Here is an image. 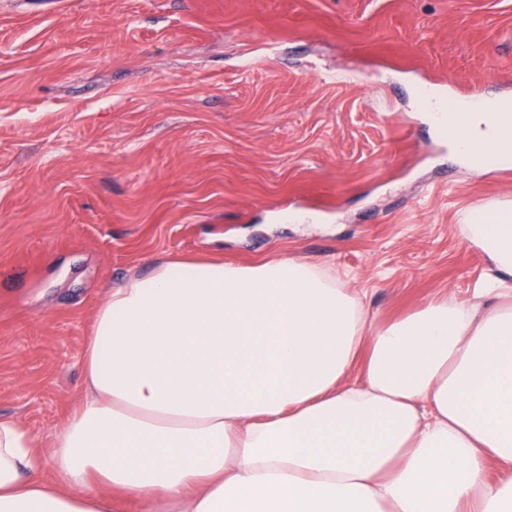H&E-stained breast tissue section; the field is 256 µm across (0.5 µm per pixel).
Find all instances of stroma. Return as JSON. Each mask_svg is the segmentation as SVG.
Here are the masks:
<instances>
[{
	"label": "stroma",
	"mask_w": 512,
	"mask_h": 512,
	"mask_svg": "<svg viewBox=\"0 0 512 512\" xmlns=\"http://www.w3.org/2000/svg\"><path fill=\"white\" fill-rule=\"evenodd\" d=\"M512 94V0H0V418L50 442L108 288L288 254L374 323L489 272L423 86Z\"/></svg>",
	"instance_id": "obj_1"
}]
</instances>
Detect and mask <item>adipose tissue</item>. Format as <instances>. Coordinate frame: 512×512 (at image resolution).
<instances>
[{
  "mask_svg": "<svg viewBox=\"0 0 512 512\" xmlns=\"http://www.w3.org/2000/svg\"><path fill=\"white\" fill-rule=\"evenodd\" d=\"M465 119L512 161V114ZM469 221L494 287L375 328L285 254L109 289L51 453L0 419V512H512V201Z\"/></svg>",
  "mask_w": 512,
  "mask_h": 512,
  "instance_id": "ef3b65f1",
  "label": "adipose tissue"
}]
</instances>
